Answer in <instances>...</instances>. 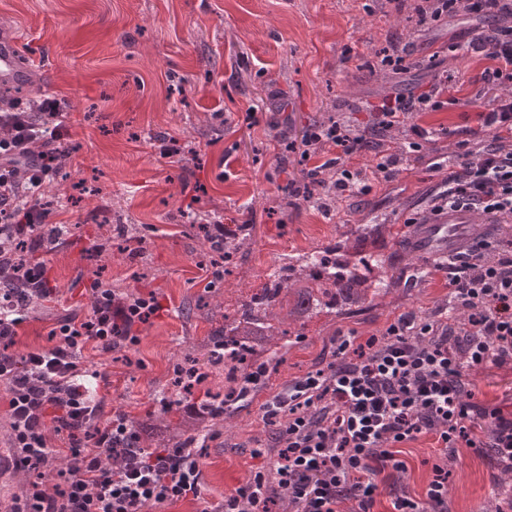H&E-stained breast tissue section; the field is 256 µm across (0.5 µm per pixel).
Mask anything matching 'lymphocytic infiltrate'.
<instances>
[{
	"label": "lymphocytic infiltrate",
	"mask_w": 512,
	"mask_h": 512,
	"mask_svg": "<svg viewBox=\"0 0 512 512\" xmlns=\"http://www.w3.org/2000/svg\"><path fill=\"white\" fill-rule=\"evenodd\" d=\"M470 14L498 21L488 39L472 37L466 53L491 60L485 76L495 88L480 113L477 136L490 145L477 149L471 140L456 144V169L435 197V210L462 207L498 223H512V0H419L416 26L456 15L459 2ZM447 79L416 96L383 100L373 112L376 127H404L408 137L401 155L372 150L350 125L337 120L312 124L288 145L303 165L294 194L312 205L321 192L322 172L335 170L332 190L344 199L368 196L372 185L343 157L374 151L376 178L391 180L401 161L420 155L436 130L416 123L421 112L445 105ZM69 136L57 98L43 97L37 111L21 103L0 108V213L9 216L17 236L42 247L47 223L40 203L42 188L57 161L70 155ZM32 157L26 181L14 161ZM445 272L456 312L450 316L400 314L381 334L361 338L338 334L332 362L288 383L263 406V420H284L276 443L253 449L261 464L225 495L222 512H270L287 495L292 512H371L383 493L378 476L385 469L406 471L404 445L433 436L440 450L422 497L390 489L391 512H448V456L451 448L491 454L512 470V416L496 406L475 402L469 370L512 362V237L506 243H479L449 261ZM25 285L13 295L0 291V383L8 395L16 466L28 469L61 454L46 436L48 423L66 435L67 466L60 484H32L13 512H151L153 507L200 497L195 451L181 444L151 453L137 451V425L122 414L106 424L96 397L97 373L75 357L87 342L102 351L135 344V323L145 322L159 306L154 298L123 296L92 286L89 316H61L50 331L49 349L18 358L8 349L26 319V294L50 295L41 263L24 265ZM123 453L113 472L107 462Z\"/></svg>",
	"instance_id": "lymphocytic-infiltrate-1"
}]
</instances>
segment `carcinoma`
I'll list each match as a JSON object with an SVG mask.
<instances>
[{
  "instance_id": "cac0c4a2",
  "label": "carcinoma",
  "mask_w": 512,
  "mask_h": 512,
  "mask_svg": "<svg viewBox=\"0 0 512 512\" xmlns=\"http://www.w3.org/2000/svg\"><path fill=\"white\" fill-rule=\"evenodd\" d=\"M203 230V258L212 263L216 260L236 258L251 245V229L236 224L227 229L224 236L210 240L205 225ZM309 274L295 279L280 274L265 284L262 290L241 305L233 318H224V326L201 344L203 361L217 369L224 366L223 392L208 394L197 405L189 423L199 432L219 433L224 428L226 407L244 396L248 387L246 378L260 368L268 372V366L279 352L276 323L285 317L292 321H305L320 314L324 308L338 302L356 304L372 299L383 292L382 285L373 284L362 288L352 276L343 279L334 272L336 262L323 256H306ZM175 382H193L202 375L198 358H186L176 364ZM148 422L151 428L140 435L143 448H169L186 441L188 431L174 424L163 413L149 412L143 418L133 420Z\"/></svg>"
}]
</instances>
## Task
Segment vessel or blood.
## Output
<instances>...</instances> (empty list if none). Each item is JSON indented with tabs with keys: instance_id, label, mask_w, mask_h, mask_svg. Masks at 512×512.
<instances>
[{
	"instance_id": "1",
	"label": "vessel or blood",
	"mask_w": 512,
	"mask_h": 512,
	"mask_svg": "<svg viewBox=\"0 0 512 512\" xmlns=\"http://www.w3.org/2000/svg\"><path fill=\"white\" fill-rule=\"evenodd\" d=\"M18 39L16 35H0V86L22 83L25 72L17 66ZM495 232L491 218L478 219L462 208H445L431 215L417 228L408 244L409 252L455 257L472 243L487 241Z\"/></svg>"
}]
</instances>
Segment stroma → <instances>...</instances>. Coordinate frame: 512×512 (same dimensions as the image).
Here are the masks:
<instances>
[{
	"mask_svg": "<svg viewBox=\"0 0 512 512\" xmlns=\"http://www.w3.org/2000/svg\"><path fill=\"white\" fill-rule=\"evenodd\" d=\"M405 0H0V28L20 38L19 57L36 67L38 92L56 97L65 112L71 155L62 200L53 215L73 225L51 251L37 254L53 288L42 312L30 314L12 355L49 348L57 319L91 311L90 286L104 280L119 292L153 296L161 309L135 323L137 344L104 353L94 345L78 359L101 375L105 412L135 418L161 399L177 400L173 367L190 348L212 336L225 316L258 292L271 273L302 272V258L319 253L358 265L383 254L397 278L388 292L288 325L279 344L282 362L247 398L237 401L231 426L201 449V497L166 503L152 512H200L221 505L245 481L266 442L262 405L288 382L326 367L337 332L367 336L399 314L428 316L452 306L445 273H425L438 256L415 255L412 214H427L444 188L452 140L467 139L486 103L488 60L457 51L483 19L466 14L417 30ZM406 46L418 66L400 78L378 79L368 64L388 40ZM448 75L455 104L416 118L439 130L419 160L391 181H376L360 199L333 201L329 210L271 207L289 181L300 179L281 140L335 115L366 131L371 111L395 93L416 94ZM256 112L257 125L246 124ZM192 145L183 164L160 152L159 133ZM113 224L135 225L143 245L113 238L105 261L90 258L102 242L100 212ZM224 223L252 222L250 251L237 257L223 283L212 286L192 220L203 214ZM475 399H512V363L470 371ZM437 453L431 439L404 454L402 484L422 495ZM448 484L450 512H496L512 497V473L489 459L455 448Z\"/></svg>",
	"mask_w": 512,
	"mask_h": 512,
	"instance_id": "obj_1",
	"label": "stroma"
}]
</instances>
